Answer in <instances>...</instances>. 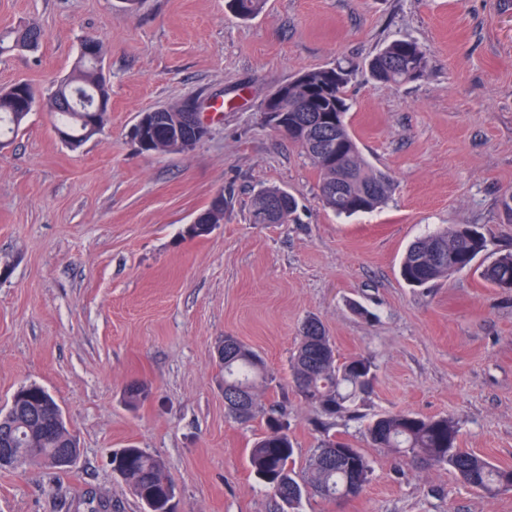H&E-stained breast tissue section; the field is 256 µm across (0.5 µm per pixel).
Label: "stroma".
I'll list each match as a JSON object with an SVG mask.
<instances>
[{
  "label": "stroma",
  "instance_id": "1",
  "mask_svg": "<svg viewBox=\"0 0 512 512\" xmlns=\"http://www.w3.org/2000/svg\"><path fill=\"white\" fill-rule=\"evenodd\" d=\"M37 21V51L0 53V89L47 96L82 40L104 45L111 86L102 133L71 150L36 107L0 150V408L22 385L47 389L77 436L70 472L0 471V512H143L109 462L145 449L163 461L183 512H276L250 471L262 412L288 406L297 466L331 434L365 451L372 481L301 512H512L445 468L415 471L367 443L361 422L318 424L292 387L289 360L307 317L344 360L377 367L360 414L449 416L460 445L512 467V291L479 270L410 288L399 266L428 233L475 224L480 256L512 251V0H266L241 19L226 0H0V34ZM428 65L412 83L374 81L366 61L396 39ZM348 61L351 131L397 189L351 217L326 209L300 148L266 122L267 97L301 72ZM194 99L209 131L186 153L141 151L140 113ZM280 187L293 220L256 224L252 197ZM224 221L187 232L215 195ZM232 335L259 351L269 379L259 415L227 418L218 350ZM134 382L148 386L137 407Z\"/></svg>",
  "mask_w": 512,
  "mask_h": 512
}]
</instances>
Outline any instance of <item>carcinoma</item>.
Listing matches in <instances>:
<instances>
[{
  "label": "carcinoma",
  "instance_id": "carcinoma-1",
  "mask_svg": "<svg viewBox=\"0 0 512 512\" xmlns=\"http://www.w3.org/2000/svg\"><path fill=\"white\" fill-rule=\"evenodd\" d=\"M264 0H229L230 9L241 17L259 12ZM44 33L33 20L18 34L17 46L35 49ZM103 55L97 44V55L80 53L71 73L57 85L46 101V107L58 126L71 131L77 144H82L104 129L108 118L110 86L99 74L97 57ZM427 67L426 52L414 41L396 39L377 52L369 61L372 78L378 82L403 85L419 79ZM305 81L288 82V113L300 112L303 99L316 91L322 99L321 110L330 120L312 127L316 142L308 144L293 139L320 172V196L325 207L338 215L370 213L385 203L394 190L392 177L372 167L363 157L347 122L351 105L346 88L354 76V68L338 62L331 66L303 72ZM102 102L99 122L94 130L87 128L82 112L72 103V94ZM37 105L32 86L19 81L0 89V138L16 134ZM181 106L164 112L168 125L156 132L159 151H166L168 127L179 121ZM343 176L345 193L334 196L330 187L337 176ZM288 198L285 210L273 223L288 221L296 209V199L287 190L264 188L252 199V218L259 223L266 201L276 195ZM208 223L191 224L188 233L194 237L208 234L211 225L224 221V208L206 209ZM488 239L473 225H459L451 231H437L414 240L406 249L400 275L410 287H422L432 281L472 266L475 259L488 251ZM482 279L496 288L512 289V252L500 253L481 270ZM233 344L232 353H224V406L230 419L239 422L232 399L240 392L249 399L246 419L255 409L257 385L267 380L266 362L262 355L236 336L224 337ZM292 382L297 395L320 418L333 419L345 415L358 420V401L369 393L377 379L375 364L363 356L343 362L336 358L331 337L322 322L307 318L290 359ZM61 414L55 398L34 384L25 395L11 400L6 410L0 409V449L23 459L20 466L47 467L41 456L76 443L68 427L53 425L50 420ZM457 423L448 416L423 417L409 412H384L366 425L372 446L389 448L399 463L412 468L446 467L461 483L485 494L512 491V468H500L482 456L458 444ZM295 449L288 433L286 410H270L265 430L249 450L251 471L258 482L276 501L294 508L307 496L325 501L345 502L358 498L369 484L372 466L363 451L336 437L322 439L301 472L291 466ZM112 469L119 470L141 500L144 512H164L170 481L161 460L143 448H121L112 453Z\"/></svg>",
  "mask_w": 512,
  "mask_h": 512
}]
</instances>
